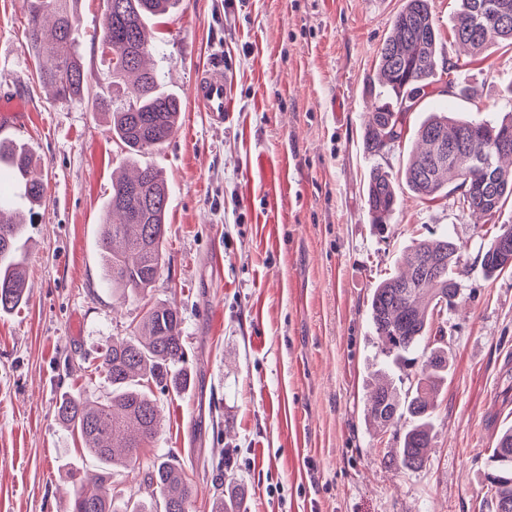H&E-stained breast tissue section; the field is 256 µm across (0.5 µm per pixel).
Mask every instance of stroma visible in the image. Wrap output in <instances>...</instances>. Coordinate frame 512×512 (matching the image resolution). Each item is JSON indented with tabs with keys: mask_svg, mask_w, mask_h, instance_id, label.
<instances>
[{
	"mask_svg": "<svg viewBox=\"0 0 512 512\" xmlns=\"http://www.w3.org/2000/svg\"><path fill=\"white\" fill-rule=\"evenodd\" d=\"M459 4L430 0L442 66L402 144L378 156L363 148L369 82L404 0H177L151 18V65L181 117L139 158L163 171L170 199L164 265L134 298L106 286L97 247L112 179L132 157L104 114L39 87L23 2L0 0V98L28 107L14 138L36 155L45 186L24 230L26 298L0 314V512H68L74 474L93 460L55 403L65 392L105 398L99 352L159 302L181 313L193 384L181 395L153 387L159 433L113 476L124 496L146 499L145 472L171 452L197 491L192 512H211L237 485L246 512H494L489 456L512 427V270L461 282L423 469L391 465L402 427L378 430L364 415L382 361L373 288L415 240L450 230L472 262L484 245L452 199L424 201L398 184L382 235L365 204L369 172L400 177L430 112L491 122L512 113V47L463 67L461 95L448 91ZM102 12L103 0H80L92 85L107 68ZM216 60L232 88L220 126L189 94Z\"/></svg>",
	"mask_w": 512,
	"mask_h": 512,
	"instance_id": "stroma-1",
	"label": "stroma"
}]
</instances>
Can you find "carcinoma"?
Segmentation results:
<instances>
[{
    "instance_id": "cac0c4a2",
    "label": "carcinoma",
    "mask_w": 512,
    "mask_h": 512,
    "mask_svg": "<svg viewBox=\"0 0 512 512\" xmlns=\"http://www.w3.org/2000/svg\"><path fill=\"white\" fill-rule=\"evenodd\" d=\"M79 0H24L28 17V52L37 82L53 100L80 102L92 96L96 111L108 116L109 132L133 154L161 147L176 131L180 100L160 89L161 75L147 66L155 50L147 19L167 10L172 0H104L100 47L108 55L103 87L123 88L122 98L90 94L83 57L79 51ZM484 0H461L453 26L456 41L472 59L501 43L512 44V0H497L503 24L485 31L475 23ZM438 30L430 0H406L390 35L380 46L377 80L383 88L371 112L363 137L364 149L380 155L383 138L402 143L408 109L427 97L438 67ZM507 144L494 152L492 171L469 166L455 152L467 143L469 152L481 151L492 140ZM512 118L499 123L452 118L434 112L416 131V148L405 168L407 187L422 199L456 194L461 212L485 217L490 227L480 258L481 274L490 278L512 268V224L498 223L502 207L512 198ZM17 175L10 194L0 183V314L25 299L27 273L18 241L24 220L15 205L40 207L45 187L31 176L32 153L21 144L0 141V167ZM170 190L166 179L152 165L136 169L132 177L112 181L105 206L109 220L102 225L99 248L108 286L136 297L153 286L162 268L167 233L166 214ZM366 205L373 223L384 224L399 204L392 175L380 167L370 174L365 188ZM475 272L452 234L415 242L412 253L398 271L373 288L369 320L382 342L381 371L391 376L414 369V383L401 392L383 383L367 400L366 414L387 428L403 424L405 432L397 461L416 472L426 465L435 405L431 393L448 374V346L438 323L457 304L461 277ZM185 359L183 321L177 308L166 303L152 306L131 335L108 345L99 355L97 370L110 387L103 400L80 393L66 394L56 402V416L76 433L95 460L75 483L71 512H190L193 489L183 468L168 457L145 473L149 501L132 503L106 495L101 488L112 483V469L130 463L138 450L158 434L160 408L152 398L155 384L176 394L187 391L190 373ZM494 467L488 473L496 512H512V427L497 440ZM240 489L213 501L212 512H243Z\"/></svg>"
}]
</instances>
